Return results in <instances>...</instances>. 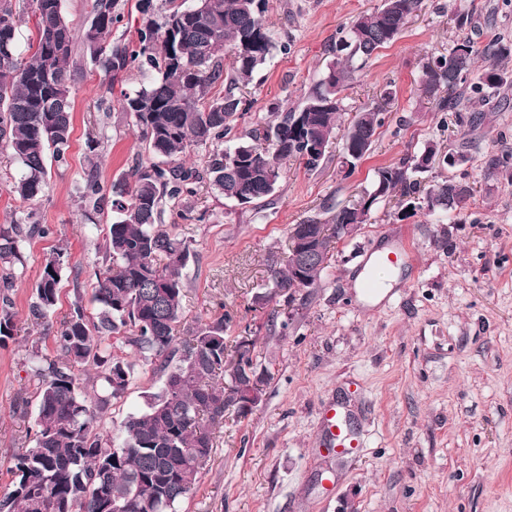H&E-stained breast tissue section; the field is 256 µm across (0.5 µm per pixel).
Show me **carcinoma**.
Instances as JSON below:
<instances>
[{
  "label": "carcinoma",
  "instance_id": "obj_1",
  "mask_svg": "<svg viewBox=\"0 0 512 512\" xmlns=\"http://www.w3.org/2000/svg\"><path fill=\"white\" fill-rule=\"evenodd\" d=\"M420 0H383L381 8L359 14L343 28L331 47L329 63L296 108L276 123L257 126L246 139L209 160L206 173L186 163L199 146L224 142L241 109L239 84L267 64L276 44L263 19L266 0H137L141 15L135 38L114 39L124 18V0H90V22L77 30L64 16L62 0H28L35 18L36 44L24 58L18 51L23 14L16 0H0V153L17 162L22 175L14 192L37 203L48 190L49 162L66 163L72 133L73 89L84 63L115 84L133 69L153 77L132 93H123L122 108L133 114L145 143L147 159L131 179L110 186L91 176L87 195L96 207L115 213L104 239L109 264L94 271L96 318L76 300L54 334L56 360H39L34 372L37 416L34 444L14 456L0 512H177L197 488L213 448V430L236 407L224 406V392L237 379L228 369L224 321L214 318L184 339L179 363L166 372L161 390L144 409L123 423L112 447L102 444L94 412L87 405L74 368L92 366V385L107 398L127 389L132 368L112 354L104 341L127 333V342L158 356L169 353L175 327L183 317L181 271L189 248L164 230L166 201L194 193L208 175L213 188L240 205H256L272 196L282 177L281 162L292 159L308 171L326 160L336 138L341 93L366 63L405 30ZM231 53L224 65L225 52ZM478 49L468 39L423 65L421 91L440 112H465L464 89L479 100L506 84V72L489 63L468 83ZM225 93L215 96L218 83ZM381 105L365 107L342 134L340 157L355 164L372 149L384 125ZM448 159L431 143L413 157L380 167L363 209L338 208L330 223L362 224L373 207L388 198L415 204L423 199L430 211L463 207L473 196L469 183L450 176L426 187L415 179L434 159ZM23 228L18 221L0 224V287H12L11 268L20 260ZM315 255L297 253L285 268L273 272L282 292L298 288L294 267L308 264V285L326 267L328 246L315 242ZM63 261L61 253L45 258L36 284L33 313L44 318L57 304ZM15 315L8 295L0 298V344L14 336Z\"/></svg>",
  "mask_w": 512,
  "mask_h": 512
}]
</instances>
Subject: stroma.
Listing matches in <instances>:
<instances>
[{"mask_svg":"<svg viewBox=\"0 0 512 512\" xmlns=\"http://www.w3.org/2000/svg\"><path fill=\"white\" fill-rule=\"evenodd\" d=\"M382 0H268L266 24L282 51L238 94L248 109L225 138L232 145L252 128L275 122L270 103L297 107L332 61L339 29ZM473 17L458 28L456 15ZM477 48L512 43V0H421L400 37L379 51L343 91L341 123L363 106L384 102L385 124L370 155L351 174L340 172L335 147L318 169L283 160L273 197L258 208L224 199L209 180L193 197L167 203L162 225L188 245L182 271L184 315L178 339L203 322L228 315L224 342L254 340L253 362L269 373L262 401L244 419L227 414L214 433L211 459L179 512H512V174L486 175L489 156L512 153V82L473 106L475 122L437 111L418 90L430 56L459 39ZM146 74L131 72L121 91ZM86 67L74 91L67 162L52 165L47 197L21 202L13 184L18 163L0 157V224H48L47 238H24L9 292L16 328L0 347V493L14 455L36 430L35 356L56 358L51 332L77 298H90L103 264V237L112 213L94 211L84 194L87 174L103 185L130 176L145 159L132 114ZM464 150L455 170L438 164L423 184L448 175L477 192L465 208L445 215L419 209L402 217L379 202L353 238L331 250L317 284L294 297L273 294L272 270L284 267L289 230L351 204L377 168L420 153ZM406 243L409 268L377 305L361 302L355 275L386 246ZM64 253L54 312L32 315L35 286L47 253ZM134 376L121 397L97 409L104 446L127 417L158 392L160 360L116 340ZM339 403L364 443L350 459L322 447L320 407Z\"/></svg>","mask_w":512,"mask_h":512,"instance_id":"35a3bbf8","label":"stroma"}]
</instances>
